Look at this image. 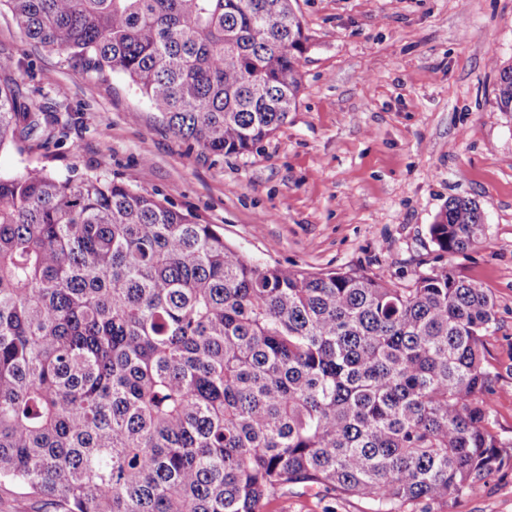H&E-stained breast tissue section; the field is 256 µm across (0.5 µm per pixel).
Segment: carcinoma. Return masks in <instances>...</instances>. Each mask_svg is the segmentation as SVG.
Here are the masks:
<instances>
[{"label": "carcinoma", "mask_w": 512, "mask_h": 512, "mask_svg": "<svg viewBox=\"0 0 512 512\" xmlns=\"http://www.w3.org/2000/svg\"><path fill=\"white\" fill-rule=\"evenodd\" d=\"M5 2L75 72H123L191 149L243 155L297 107L293 0ZM497 102L512 112V66ZM53 122L0 76V150ZM429 233L475 247L481 207L451 198ZM496 324L450 266L410 288L261 266L159 193L0 174V478L58 512H263L298 487L425 509L512 469Z\"/></svg>", "instance_id": "carcinoma-1"}]
</instances>
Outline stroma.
Here are the masks:
<instances>
[{"instance_id":"35a3bbf8","label":"stroma","mask_w":512,"mask_h":512,"mask_svg":"<svg viewBox=\"0 0 512 512\" xmlns=\"http://www.w3.org/2000/svg\"><path fill=\"white\" fill-rule=\"evenodd\" d=\"M310 35L299 104L243 155L189 148L129 79L73 71L31 46L0 8V71L38 105L59 103L60 144L0 150V173L90 170L167 197L252 261L308 273L365 270L400 288L449 265L496 302L487 364L495 431L512 438V112L496 100L512 65V0H296ZM64 98H57V90ZM453 197L476 201L486 240L438 251L428 233ZM264 512H374L297 490ZM430 512H512V470Z\"/></svg>"}]
</instances>
